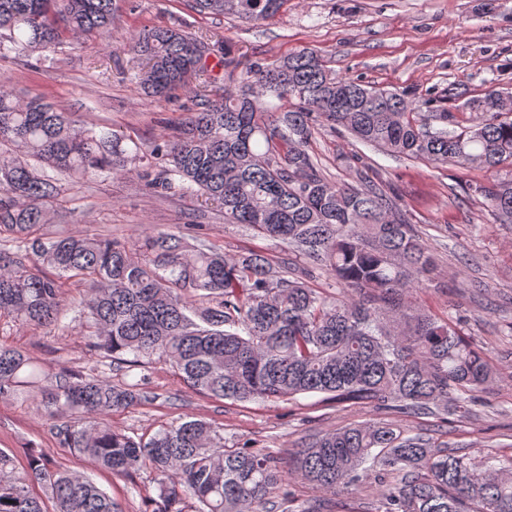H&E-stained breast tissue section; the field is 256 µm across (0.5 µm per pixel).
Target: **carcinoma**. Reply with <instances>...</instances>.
Returning <instances> with one entry per match:
<instances>
[{
  "label": "carcinoma",
  "instance_id": "1",
  "mask_svg": "<svg viewBox=\"0 0 512 512\" xmlns=\"http://www.w3.org/2000/svg\"><path fill=\"white\" fill-rule=\"evenodd\" d=\"M214 16L250 22L278 15L288 0H185ZM116 0H0V54L52 51L83 35L112 34ZM130 49L145 60L138 87L149 101L169 99L203 67L206 45L171 27L130 29ZM0 73V316L36 328L66 318V282L89 284L84 313L93 347L121 368L153 358L170 364L192 390L217 399L276 401L320 392L338 402L375 403L408 415L448 409V394L475 396L494 373L492 360L451 323L405 304L408 288L433 258L419 243L399 196L369 182L333 184L308 152L322 129L432 164L477 165L505 175L476 188L482 205L512 223V97L487 89L464 105L472 126L443 108L431 129L422 103L405 91L368 88L338 76L307 49L277 63L255 60L240 74L249 99L226 89L196 92L198 102L175 134L151 150L172 176L224 208V221L247 224L292 253L329 270L339 297L308 285L307 269L284 253L247 251L228 258L198 235L159 233L151 258L98 234L45 237L61 186L28 163L33 156L77 186L105 167L125 171L116 135L76 127L42 98L18 101ZM41 396L59 447L98 467L155 473L153 512H273L289 498L270 456L227 449L201 419L175 420L146 440L112 430L101 415L151 403L143 381L114 383L63 369L46 373L0 344V398ZM369 468H364V464ZM380 471L375 512H512V459L475 463L393 424L345 427L298 452L296 472L325 489L357 486ZM42 485L52 512H122L91 478L52 470L32 453L15 470L0 450V512H47L31 485Z\"/></svg>",
  "mask_w": 512,
  "mask_h": 512
}]
</instances>
